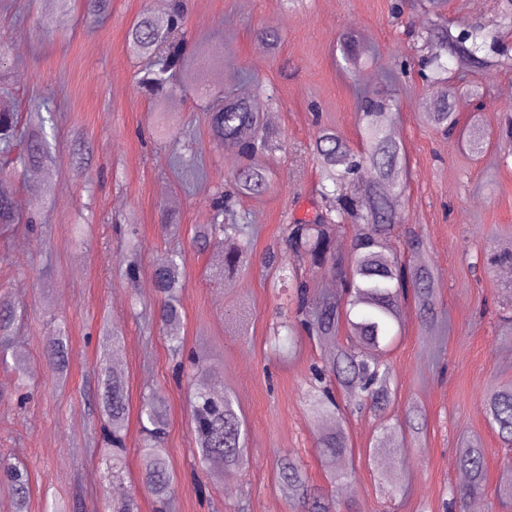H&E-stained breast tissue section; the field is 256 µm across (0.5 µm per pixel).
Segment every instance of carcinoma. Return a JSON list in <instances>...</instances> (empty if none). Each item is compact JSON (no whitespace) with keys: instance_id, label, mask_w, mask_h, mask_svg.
<instances>
[{"instance_id":"1","label":"carcinoma","mask_w":512,"mask_h":512,"mask_svg":"<svg viewBox=\"0 0 512 512\" xmlns=\"http://www.w3.org/2000/svg\"><path fill=\"white\" fill-rule=\"evenodd\" d=\"M185 0H171L166 16L149 11L140 13L127 33L130 52L147 60L143 74L137 78L140 90L157 95L179 77L192 87L224 86V51L189 37L185 27ZM500 32L486 26L463 24L455 29L436 25L426 29L423 42L427 55L421 59L419 76L431 90L445 87L434 108L420 120L436 129L453 133L460 117L451 111L450 100L463 89L471 72L494 68H512V58L498 50ZM342 54L353 68L362 64L352 37L343 38ZM205 58L204 70L195 67ZM454 62L457 80L445 79V60ZM360 112L362 149L353 150L335 131L321 128L310 144L319 161L322 180L317 189L325 207L310 220L287 227L285 243L311 270L336 280L337 295L322 294L299 279L287 274L288 266L275 248L262 256L267 273L292 277L295 281V314L284 325L288 335L299 333L310 339L334 345L327 350L312 375L319 389L310 395L311 418L318 426L334 424L333 430L320 438L319 454L324 461L325 478L333 486L343 478L336 462L348 448L345 432V409L336 392L347 394L356 410L369 408L385 413L393 392L392 378L381 360L385 351L401 335L406 319V305L413 303L421 323L439 322L437 305L438 280L433 264L424 255V239L416 230L404 232L406 252L392 245L398 219L392 205L394 196L402 192L401 179L407 159L403 145L390 133L389 124L397 103L390 97L357 94ZM205 122L212 139L236 156L234 173L236 194L259 196L268 188L264 169L254 164L256 154L268 152L281 139L279 131L265 125L262 112L250 102L229 94L218 105L208 109ZM47 118L40 109L20 116L8 108H0V172L18 166L42 167L49 158L50 143L46 132ZM466 146L474 153L483 152L487 133L482 126L463 128ZM213 223L199 227L194 237L202 250L223 248L236 240L239 248L224 251L219 275L232 274L248 259V227L236 222L233 196L217 192L211 201ZM23 219L16 213L10 185L0 179V231L5 233ZM350 233V252L339 254L334 247L338 233ZM493 266L512 263V240L500 244L496 252L485 256ZM153 279L161 302L157 318L163 326H176L183 312L177 296L185 286L184 259L177 252L160 258L153 269ZM14 310L0 304V358L7 354ZM69 336L60 326L47 339V362L58 374L67 371L65 359ZM100 417L112 445V478H120L123 468L129 422V396L124 377L105 369ZM484 409L489 426L504 447L512 448V382L493 385L487 392ZM194 435V455L218 480L244 471L246 428L238 415L231 395L216 392L208 373L197 376L189 401ZM138 419L146 434L140 455L145 490L164 504L173 493L174 474L161 435L167 424L165 399L157 392L142 396ZM424 410L414 405L405 424L399 426L396 451L404 458L409 442L418 441L426 432ZM458 466L468 475L467 484L449 490L447 510L468 512L470 501L484 495L487 486L485 449L479 437H470L459 448ZM8 490L19 509L26 508L30 479L27 471L11 463H0ZM277 479L288 500L306 508V512H333L334 499L324 501L312 494L305 469L297 461L278 460ZM497 498L512 502V457L504 458L496 485Z\"/></svg>"}]
</instances>
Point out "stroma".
<instances>
[{"label": "stroma", "mask_w": 512, "mask_h": 512, "mask_svg": "<svg viewBox=\"0 0 512 512\" xmlns=\"http://www.w3.org/2000/svg\"><path fill=\"white\" fill-rule=\"evenodd\" d=\"M187 0L192 38L224 51V83L238 97L259 100L282 132L279 151L258 156L270 179L262 196L238 207L252 242V262L230 278L215 274L219 261L199 251L194 227L213 220L210 198L229 183L238 160L212 140L201 91L183 86L155 106L136 87L145 63L127 49L126 34L141 11L158 12L159 0H111L97 22L81 9L58 20L48 0H0V36L10 43L1 60L13 81L20 112L48 108L52 146L49 170L19 167L8 179L15 209L27 215L35 188L54 174V193L36 233L16 227L0 235V298L17 312L14 349L27 359L18 381L0 363V460L25 466L30 496L21 512H44L46 498L69 512H107L112 499L136 494L140 512L159 506L140 482L141 432L130 419L125 468L113 480L99 437L97 401L104 372L99 351L103 324L122 334L118 352L132 403L157 391L167 400L163 442L176 477L169 512H300L279 488L276 462L288 455L305 467L311 482L326 487L319 457L322 428L308 416L311 363L323 344L301 340L281 360L267 340L292 310L293 291L266 278L260 258L283 246L288 224L320 209L319 170L306 145L319 127L336 130L359 145L355 90L390 91L400 108L391 128L405 149L410 174L396 210L401 227H416L442 280L440 325L422 327L408 315L399 343L389 352L395 392L385 416L347 415L352 448L341 469L350 478L337 488V502L356 512H443L450 487L459 485L456 450L480 436L489 483H496L503 450L489 427L483 396L497 382L512 380V324L501 321L512 307V290L501 268L485 269V253L512 239V161L501 162L498 144L472 155L461 136H443L421 123L434 95L417 72L400 75L399 62L423 54L419 32L423 0ZM500 0H448L443 20L488 27L500 19ZM280 30L277 51H259L261 26ZM358 35L366 62L348 69L337 48L342 34ZM478 96L457 94L453 109L462 121L479 116L497 136L512 100V70L475 75ZM165 131H157L158 111ZM92 152L89 176L74 170V140ZM174 210L179 228L163 223L160 207ZM136 228L139 252H131L128 228ZM171 251L185 259L186 285L179 294L184 318L179 333L187 347L205 348V368L215 390L235 398L247 426L249 465L224 483L211 481L193 458L188 389L172 378L176 360L168 328L156 320L159 295L152 277L157 258ZM137 261L140 273L124 271ZM66 323L69 377L59 382L45 359V344ZM427 415V430L413 443L405 464L380 463L377 444L393 450V429L411 404ZM402 468L405 495L389 499L379 476Z\"/></svg>", "instance_id": "stroma-1"}]
</instances>
